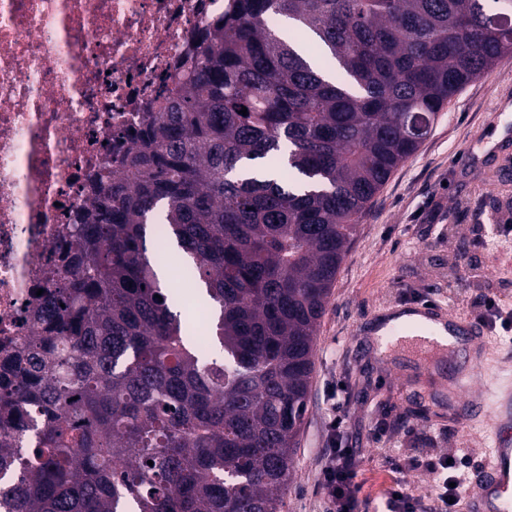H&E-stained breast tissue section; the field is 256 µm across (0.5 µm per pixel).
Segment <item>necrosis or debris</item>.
I'll list each match as a JSON object with an SVG mask.
<instances>
[{"label":"necrosis or debris","instance_id":"necrosis-or-debris-1","mask_svg":"<svg viewBox=\"0 0 512 512\" xmlns=\"http://www.w3.org/2000/svg\"><path fill=\"white\" fill-rule=\"evenodd\" d=\"M236 0H0V355L33 332L50 273L79 274L68 231L200 28Z\"/></svg>","mask_w":512,"mask_h":512}]
</instances>
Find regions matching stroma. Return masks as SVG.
<instances>
[{
    "label": "stroma",
    "mask_w": 512,
    "mask_h": 512,
    "mask_svg": "<svg viewBox=\"0 0 512 512\" xmlns=\"http://www.w3.org/2000/svg\"><path fill=\"white\" fill-rule=\"evenodd\" d=\"M510 98L512 64L505 61L456 93L358 224L321 320L308 412L294 455L296 477L283 512H322L317 473L335 383L344 385L349 400L343 443L363 451L366 491L378 493L401 478L426 500L435 481L409 469L410 459L447 454L480 465L492 442L485 426L456 428L442 402L427 400L428 391L441 386V374L418 369L397 346L379 360L367 338L385 307L448 303L468 318L472 301L490 292L512 311V236L496 231L500 216L512 211V170L484 151L499 126L500 104ZM475 231L494 238L495 256L473 252L469 237ZM379 420L390 426L380 439L374 432Z\"/></svg>",
    "instance_id": "1"
}]
</instances>
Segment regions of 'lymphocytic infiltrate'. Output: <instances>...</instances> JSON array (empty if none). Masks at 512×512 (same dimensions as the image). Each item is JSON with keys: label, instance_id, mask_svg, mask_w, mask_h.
Instances as JSON below:
<instances>
[{"label": "lymphocytic infiltrate", "instance_id": "f902f5d3", "mask_svg": "<svg viewBox=\"0 0 512 512\" xmlns=\"http://www.w3.org/2000/svg\"><path fill=\"white\" fill-rule=\"evenodd\" d=\"M346 405V400L334 401L328 415L329 441L323 451L318 478L324 512H369L370 505L377 500L381 501L384 512H457V503L469 488L468 476L444 455L424 463L438 485L429 505H421L407 482L400 479L382 489L378 496L365 494L364 484L358 479L364 456L342 444Z\"/></svg>", "mask_w": 512, "mask_h": 512}]
</instances>
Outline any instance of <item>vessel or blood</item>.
<instances>
[{
    "label": "vessel or blood",
    "mask_w": 512,
    "mask_h": 512,
    "mask_svg": "<svg viewBox=\"0 0 512 512\" xmlns=\"http://www.w3.org/2000/svg\"><path fill=\"white\" fill-rule=\"evenodd\" d=\"M408 312L409 323L394 324L390 321L394 309L380 310V318L390 323L387 338L404 333L420 347L437 351L446 346L464 354L469 370L456 377V402L448 408V421L466 426L483 419L495 440L483 465L473 473L464 512H512V448L499 440L502 424L512 420V363L503 362L496 373L485 370L483 328L462 321L452 309L426 302L413 304ZM442 331L448 336L444 343L438 339Z\"/></svg>",
    "instance_id": "obj_1"
}]
</instances>
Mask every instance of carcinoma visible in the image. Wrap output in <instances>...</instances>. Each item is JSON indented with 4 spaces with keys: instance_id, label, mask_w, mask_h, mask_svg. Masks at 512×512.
<instances>
[{
    "instance_id": "obj_1",
    "label": "carcinoma",
    "mask_w": 512,
    "mask_h": 512,
    "mask_svg": "<svg viewBox=\"0 0 512 512\" xmlns=\"http://www.w3.org/2000/svg\"><path fill=\"white\" fill-rule=\"evenodd\" d=\"M485 2L236 0L199 32L190 85L145 120L126 177L93 186L79 276L43 289L41 335L5 353L0 425L27 426L21 403L39 423L0 444V512H282L357 225L450 98L512 56V0ZM256 160L278 181L239 174ZM150 224L215 308L205 359Z\"/></svg>"
}]
</instances>
